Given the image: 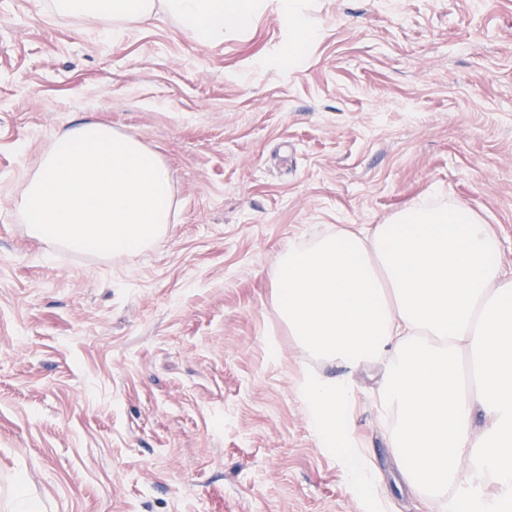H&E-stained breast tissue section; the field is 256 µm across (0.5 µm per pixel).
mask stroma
Returning <instances> with one entry per match:
<instances>
[{
    "instance_id": "35a3bbf8",
    "label": "stroma",
    "mask_w": 512,
    "mask_h": 512,
    "mask_svg": "<svg viewBox=\"0 0 512 512\" xmlns=\"http://www.w3.org/2000/svg\"><path fill=\"white\" fill-rule=\"evenodd\" d=\"M277 0L217 47L162 16L100 35L0 0V512H476L403 479L380 365L318 361L271 302L288 243L464 204L512 268V0ZM135 136L174 176L163 240L99 257L31 238L15 202L62 125ZM346 380L349 444L301 384ZM371 476L355 480L351 456ZM281 2L282 18L288 24L286 58L289 65L296 66L304 59V45L313 36L311 22L304 0H283Z\"/></svg>"
}]
</instances>
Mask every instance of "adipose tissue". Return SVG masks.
Masks as SVG:
<instances>
[{
	"label": "adipose tissue",
	"instance_id": "ef3b65f1",
	"mask_svg": "<svg viewBox=\"0 0 512 512\" xmlns=\"http://www.w3.org/2000/svg\"><path fill=\"white\" fill-rule=\"evenodd\" d=\"M260 0H55L58 12L94 22L177 17L214 47L245 26ZM289 65L312 37L304 0H282ZM273 306L315 359L353 369L384 363L380 406L408 482L433 496L475 478L512 488V269L500 241L462 204L415 205L384 224L335 229L286 249ZM473 368L461 382V365ZM302 391L313 430L344 442L345 382L311 375Z\"/></svg>",
	"mask_w": 512,
	"mask_h": 512
}]
</instances>
